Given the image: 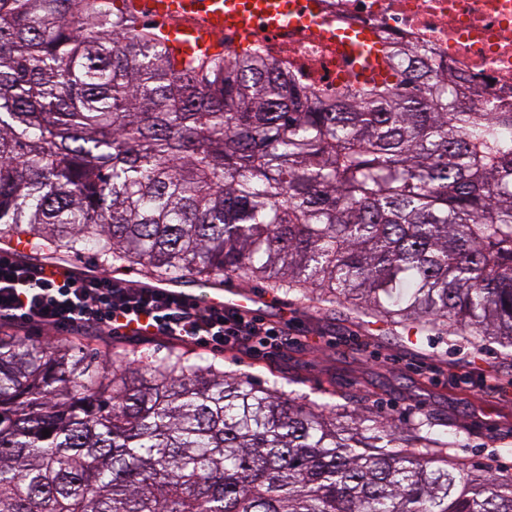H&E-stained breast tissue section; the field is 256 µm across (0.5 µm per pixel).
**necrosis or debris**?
Returning <instances> with one entry per match:
<instances>
[{
    "mask_svg": "<svg viewBox=\"0 0 512 512\" xmlns=\"http://www.w3.org/2000/svg\"><path fill=\"white\" fill-rule=\"evenodd\" d=\"M327 20L378 27L399 41L426 45L478 87L476 111L512 112V0H322Z\"/></svg>",
    "mask_w": 512,
    "mask_h": 512,
    "instance_id": "obj_1",
    "label": "necrosis or debris"
}]
</instances>
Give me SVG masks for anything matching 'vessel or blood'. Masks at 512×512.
Here are the masks:
<instances>
[{
  "instance_id": "obj_1",
  "label": "vessel or blood",
  "mask_w": 512,
  "mask_h": 512,
  "mask_svg": "<svg viewBox=\"0 0 512 512\" xmlns=\"http://www.w3.org/2000/svg\"><path fill=\"white\" fill-rule=\"evenodd\" d=\"M128 16L151 22L173 61L212 58L225 50L240 54L261 49L278 54L295 34H321L335 47L341 65L316 73L298 62L290 68L310 85L336 88L389 84L393 76L384 47L372 29H339L326 25L321 0H118ZM176 296L188 303L254 311L258 296L209 284L204 293L176 286Z\"/></svg>"
}]
</instances>
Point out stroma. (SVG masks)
Returning <instances> with one entry per match:
<instances>
[{"label": "stroma", "mask_w": 512, "mask_h": 512, "mask_svg": "<svg viewBox=\"0 0 512 512\" xmlns=\"http://www.w3.org/2000/svg\"><path fill=\"white\" fill-rule=\"evenodd\" d=\"M224 287L265 297L261 318H287L291 336H320L323 347H292L272 354L245 349L185 347L156 336L141 342L144 351L191 350L216 360L228 371H245L255 384L289 379L290 391L318 404L336 395L352 398V409L369 410L397 422L426 414L445 415L463 429L453 460L469 468L488 467L512 478V388L493 393L478 385L481 374L512 381V349L498 340L446 336L395 326L345 307L326 310L301 292L273 290L255 278L224 280Z\"/></svg>", "instance_id": "stroma-1"}]
</instances>
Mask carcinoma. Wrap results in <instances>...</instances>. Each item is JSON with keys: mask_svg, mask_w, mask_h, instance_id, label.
I'll use <instances>...</instances> for the list:
<instances>
[{"mask_svg": "<svg viewBox=\"0 0 512 512\" xmlns=\"http://www.w3.org/2000/svg\"><path fill=\"white\" fill-rule=\"evenodd\" d=\"M115 2L0 0V238L512 348V112L385 34L394 83L335 98L261 54L179 68ZM461 432L0 336V512H512L438 466Z\"/></svg>", "mask_w": 512, "mask_h": 512, "instance_id": "obj_1", "label": "carcinoma"}]
</instances>
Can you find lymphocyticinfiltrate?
<instances>
[{"label": "lymphocytic infiltrate", "instance_id": "f902f5d3", "mask_svg": "<svg viewBox=\"0 0 512 512\" xmlns=\"http://www.w3.org/2000/svg\"><path fill=\"white\" fill-rule=\"evenodd\" d=\"M21 325L139 340L165 336L203 348L284 351L295 345L284 322L189 304L153 288H136L108 272L75 275L45 264L0 257V326Z\"/></svg>", "mask_w": 512, "mask_h": 512}]
</instances>
